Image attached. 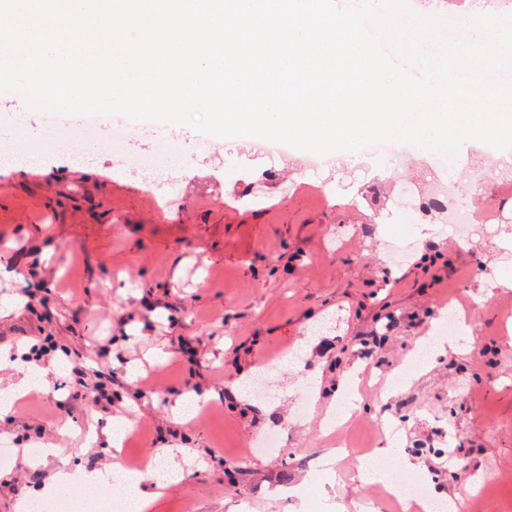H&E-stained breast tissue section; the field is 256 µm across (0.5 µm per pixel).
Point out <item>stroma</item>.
<instances>
[{
  "mask_svg": "<svg viewBox=\"0 0 512 512\" xmlns=\"http://www.w3.org/2000/svg\"><path fill=\"white\" fill-rule=\"evenodd\" d=\"M411 2L443 19L457 6L512 12V0ZM57 134L44 110L0 93V137L38 155L0 164V302L15 305L0 318V385L32 359L45 372L0 416L13 450L0 512L54 474V457L34 468L29 449L109 470L103 430L117 414L139 428L123 462L171 450L181 464L156 512H237L243 500L253 512H354L364 501L402 512L361 480L364 453L388 472L411 463L454 512H512V233L464 243L443 210L410 215L404 188L429 179L415 159L303 172L241 140L131 122L125 152L151 155L168 134L184 144L178 192L163 197L121 169L110 126L91 148ZM450 176L459 205L479 200L481 223H512V181H488L478 160ZM451 306L476 312L469 349L405 371ZM368 367L396 386L363 384L354 417L329 431L337 383ZM182 395L200 398L199 420L175 418ZM273 431L277 451L249 452Z\"/></svg>",
  "mask_w": 512,
  "mask_h": 512,
  "instance_id": "35a3bbf8",
  "label": "stroma"
}]
</instances>
